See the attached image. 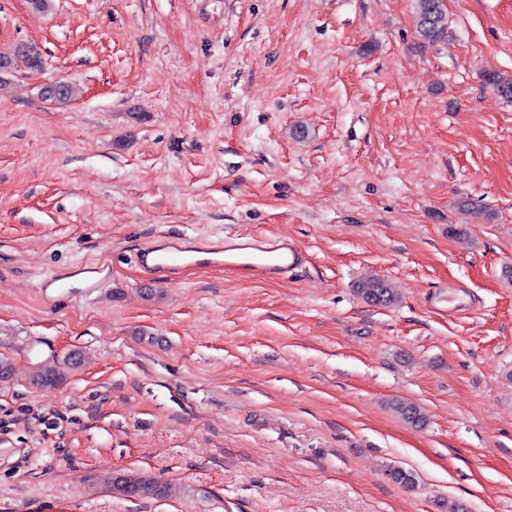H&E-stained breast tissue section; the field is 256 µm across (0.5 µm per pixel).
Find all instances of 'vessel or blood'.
Returning a JSON list of instances; mask_svg holds the SVG:
<instances>
[{
  "mask_svg": "<svg viewBox=\"0 0 512 512\" xmlns=\"http://www.w3.org/2000/svg\"><path fill=\"white\" fill-rule=\"evenodd\" d=\"M136 260L149 270L175 272L188 266H246L269 278H285L306 263L304 252L293 242L259 233L229 237L204 249L191 238L170 237L160 244L138 249Z\"/></svg>",
  "mask_w": 512,
  "mask_h": 512,
  "instance_id": "vessel-or-blood-1",
  "label": "vessel or blood"
}]
</instances>
